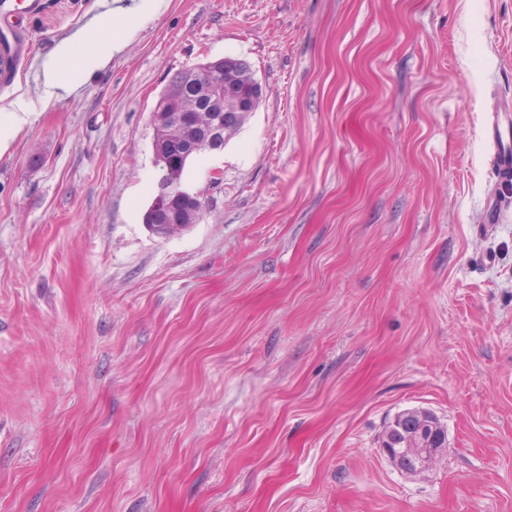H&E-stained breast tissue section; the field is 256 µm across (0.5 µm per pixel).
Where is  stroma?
Wrapping results in <instances>:
<instances>
[{"label":"stroma","mask_w":512,"mask_h":512,"mask_svg":"<svg viewBox=\"0 0 512 512\" xmlns=\"http://www.w3.org/2000/svg\"><path fill=\"white\" fill-rule=\"evenodd\" d=\"M0 113V512H512V0H16ZM130 22L76 88L42 66ZM264 97L143 222L150 113L182 68ZM495 199L502 221H485ZM434 412L424 472L382 440ZM94 46L87 42L84 37L75 35L70 39L59 42L51 60L43 69V85L45 91L51 92L55 89L66 90L68 83L73 82L72 75L77 74V61L80 52H92ZM31 104L24 98L18 99L10 112L0 113V154L7 150L17 133L28 122L33 112ZM496 152L494 156L496 182L498 185H512V147L510 151V130L501 121L493 123L489 130ZM396 434L384 436L383 452L400 470L412 475L423 472L448 446L446 426L429 411L400 413Z\"/></svg>","instance_id":"stroma-1"}]
</instances>
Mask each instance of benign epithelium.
Wrapping results in <instances>:
<instances>
[{
  "label": "benign epithelium",
  "mask_w": 512,
  "mask_h": 512,
  "mask_svg": "<svg viewBox=\"0 0 512 512\" xmlns=\"http://www.w3.org/2000/svg\"><path fill=\"white\" fill-rule=\"evenodd\" d=\"M244 65V61L226 57L219 61L201 64L194 73L208 89L210 95L224 100V70ZM161 104L158 111L152 113L153 118V161L164 158V152L169 144L171 132L175 129L190 132L188 118L179 111L172 94L167 93L157 100ZM251 107V102L237 100L231 106L215 117L206 131L196 136V147L199 150H218L224 144V139L236 127L241 115ZM177 198L194 201L198 204L195 217L203 218L206 202L203 193L193 191L186 193L180 186L170 183L165 175H160L153 194L151 211L152 223L149 230L156 236L165 238L168 234L167 213L169 205ZM448 447L446 426L440 419L429 411L406 410L400 413L396 433H386L382 444L383 452L388 459L400 470L412 475L420 473Z\"/></svg>",
  "instance_id": "7a95c632"
}]
</instances>
